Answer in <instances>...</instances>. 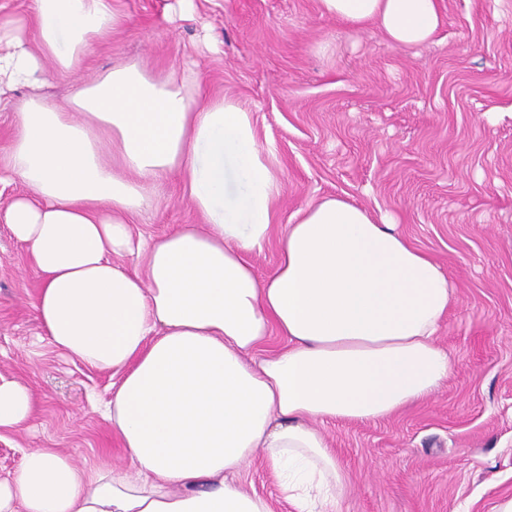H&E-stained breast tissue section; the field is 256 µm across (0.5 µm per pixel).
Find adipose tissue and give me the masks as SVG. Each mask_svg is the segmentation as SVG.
Returning a JSON list of instances; mask_svg holds the SVG:
<instances>
[{"label":"adipose tissue","mask_w":512,"mask_h":512,"mask_svg":"<svg viewBox=\"0 0 512 512\" xmlns=\"http://www.w3.org/2000/svg\"><path fill=\"white\" fill-rule=\"evenodd\" d=\"M322 15L374 25L412 47L441 24L439 0H318ZM129 17L113 0H32L0 21V110L13 134L0 176L27 189L4 215L41 275L34 304L52 344L111 371L110 420L129 467H78L27 451L0 480V512H273L240 475L261 458L299 512H336L347 477L322 422H370L438 392L436 342L454 301L437 263L391 223L338 197L286 225L278 265L250 254L272 229L283 174L236 101L201 98L191 75L123 62L66 105L15 99L68 75ZM176 175L202 218L134 237ZM138 254L129 272L121 259ZM280 351L259 355L271 331ZM33 396L0 377V430L23 428Z\"/></svg>","instance_id":"1"}]
</instances>
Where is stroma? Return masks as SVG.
<instances>
[{
	"instance_id": "obj_1",
	"label": "stroma",
	"mask_w": 512,
	"mask_h": 512,
	"mask_svg": "<svg viewBox=\"0 0 512 512\" xmlns=\"http://www.w3.org/2000/svg\"><path fill=\"white\" fill-rule=\"evenodd\" d=\"M118 5L130 18L119 40L43 95L65 103L122 60L168 70L209 36L219 51L197 58L204 86L252 112L283 171L256 272H274L294 213L331 196L393 217L456 291L436 338L453 368L435 396L376 423L321 424L349 476L338 512H493L512 497V0H441L439 30L413 48L323 17L318 0H194L190 19L180 0ZM199 221L173 176L131 227L156 238ZM40 285L0 221V376L35 397L24 430H0L1 480L33 448L87 468L126 462L105 413L112 374L52 345ZM241 480L274 512H297L260 460Z\"/></svg>"
}]
</instances>
